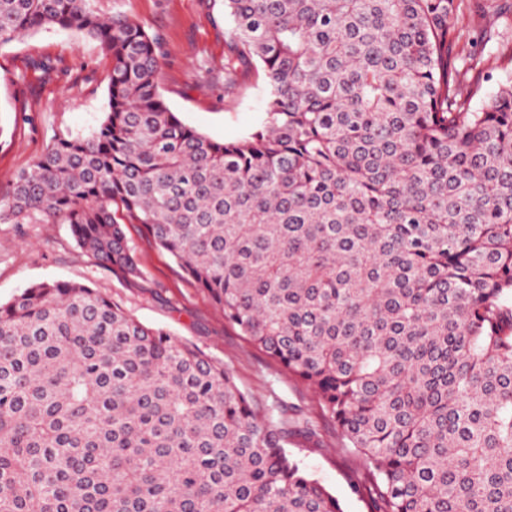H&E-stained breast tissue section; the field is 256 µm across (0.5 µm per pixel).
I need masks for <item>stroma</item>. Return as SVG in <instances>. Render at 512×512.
Listing matches in <instances>:
<instances>
[{
    "label": "stroma",
    "instance_id": "35a3bbf8",
    "mask_svg": "<svg viewBox=\"0 0 512 512\" xmlns=\"http://www.w3.org/2000/svg\"><path fill=\"white\" fill-rule=\"evenodd\" d=\"M103 13L119 9L164 39L161 93L179 118L217 140L246 136L265 119L266 89L255 74L224 82V10L220 0H99ZM47 58L44 76L31 60ZM213 69L203 80L200 62ZM110 63L94 39L47 29L0 47V192L55 138L87 135L108 105ZM127 236L145 268L136 283L120 281L78 247L64 224H0V303L25 287L52 281L90 285L146 325L196 344L223 362L237 385L262 408L284 409L291 423L309 421V438H289L285 449L323 484L343 512H377L363 484V462L345 448L323 416L316 395L224 321L222 312L139 225Z\"/></svg>",
    "mask_w": 512,
    "mask_h": 512
}]
</instances>
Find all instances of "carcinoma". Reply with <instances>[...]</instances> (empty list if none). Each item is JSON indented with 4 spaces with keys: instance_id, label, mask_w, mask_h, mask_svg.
Segmentation results:
<instances>
[{
    "instance_id": "obj_1",
    "label": "carcinoma",
    "mask_w": 512,
    "mask_h": 512,
    "mask_svg": "<svg viewBox=\"0 0 512 512\" xmlns=\"http://www.w3.org/2000/svg\"><path fill=\"white\" fill-rule=\"evenodd\" d=\"M233 141L161 98L162 41L96 0H0V47L99 42L108 110L20 171L0 224L69 226L143 278L117 212L318 397L377 512H512V11L502 0H222ZM505 18L487 67L464 13ZM481 103L472 105L476 97ZM224 364L96 288L0 304V512H342Z\"/></svg>"
}]
</instances>
